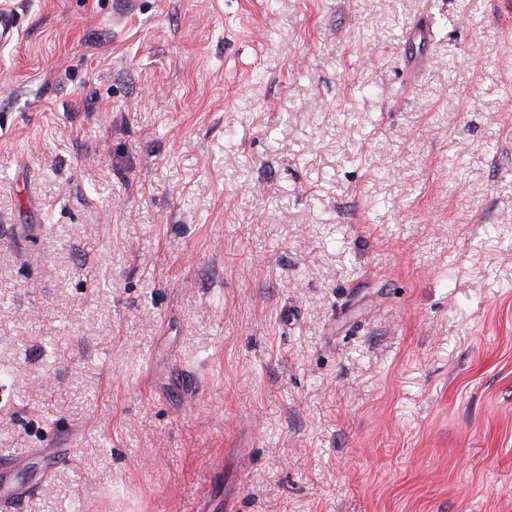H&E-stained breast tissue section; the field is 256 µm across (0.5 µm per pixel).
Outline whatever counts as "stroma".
<instances>
[{
    "label": "stroma",
    "mask_w": 512,
    "mask_h": 512,
    "mask_svg": "<svg viewBox=\"0 0 512 512\" xmlns=\"http://www.w3.org/2000/svg\"><path fill=\"white\" fill-rule=\"evenodd\" d=\"M1 8L0 512H512V0Z\"/></svg>",
    "instance_id": "35a3bbf8"
}]
</instances>
